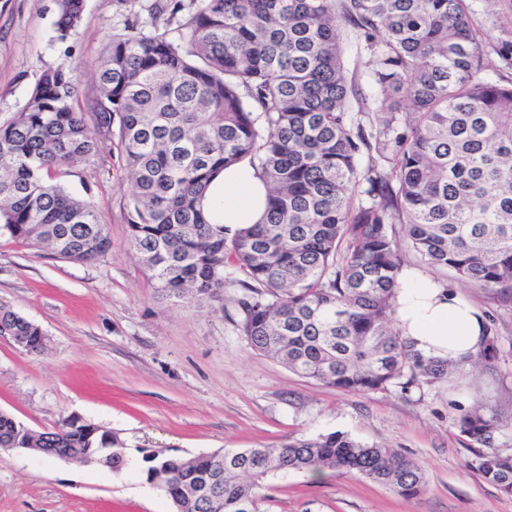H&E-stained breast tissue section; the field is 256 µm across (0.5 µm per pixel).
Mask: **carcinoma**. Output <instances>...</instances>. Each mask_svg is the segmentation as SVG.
<instances>
[{
  "mask_svg": "<svg viewBox=\"0 0 512 512\" xmlns=\"http://www.w3.org/2000/svg\"><path fill=\"white\" fill-rule=\"evenodd\" d=\"M56 5L58 38L78 36L84 0ZM150 15L181 17L179 38L127 21L104 48L93 112L75 111L78 76L60 64L0 124V238L75 263L106 257L107 225L52 173L115 148L133 183L130 248L167 298L213 307L224 289L246 290L248 346L343 392L469 383L465 367L424 356L394 326L401 257L389 233L405 225L423 262L465 284L512 288V81L483 75L467 0H155ZM346 27L388 108L371 110L348 75ZM241 162L269 203L262 223L230 234L204 199ZM0 336L29 353L46 346L4 307ZM500 354L490 332L469 361L490 371ZM506 426L487 399L456 419L479 446L478 470L512 496V449L495 446ZM0 448L77 461L110 448L115 474L130 463L117 433L76 416L35 432L0 412ZM140 470L182 512H260V491L290 471L359 474L405 499L426 487L411 458L340 431L190 456L155 449Z\"/></svg>",
  "mask_w": 512,
  "mask_h": 512,
  "instance_id": "cac0c4a2",
  "label": "carcinoma"
}]
</instances>
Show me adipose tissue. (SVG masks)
<instances>
[{"mask_svg":"<svg viewBox=\"0 0 512 512\" xmlns=\"http://www.w3.org/2000/svg\"><path fill=\"white\" fill-rule=\"evenodd\" d=\"M208 198L213 223L233 230L261 219L267 188L254 169L240 163L211 185ZM393 318L416 350L451 362L477 353L485 330L481 312L456 289L407 268L397 281Z\"/></svg>","mask_w":512,"mask_h":512,"instance_id":"1","label":"adipose tissue"}]
</instances>
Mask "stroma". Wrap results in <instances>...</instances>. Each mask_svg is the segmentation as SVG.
Wrapping results in <instances>:
<instances>
[{
    "instance_id": "1",
    "label": "stroma",
    "mask_w": 512,
    "mask_h": 512,
    "mask_svg": "<svg viewBox=\"0 0 512 512\" xmlns=\"http://www.w3.org/2000/svg\"><path fill=\"white\" fill-rule=\"evenodd\" d=\"M150 2L85 0L78 38L62 41L56 0H0V124L60 64L80 78L77 111H91L105 45ZM469 4L483 50L495 59L498 43L512 41V0L491 10L483 0ZM56 179L93 203L112 252L74 263L0 240V306L46 335L39 354L0 337V410L35 431L69 416L103 426L124 440L133 465L115 475L97 464L51 466L33 451H0V512H173L137 468L141 449L188 456L332 431L417 461L427 474L424 493L407 500L358 475L291 472L270 481L261 512H512V497L478 471L454 424L456 404L481 397L512 418V292L432 273L485 315L502 349L497 376L474 373L460 390L444 383L405 394L345 393L250 349L238 327L243 289H226L223 309L214 312L161 298L128 245L122 199L132 183L119 152L63 169Z\"/></svg>"
}]
</instances>
